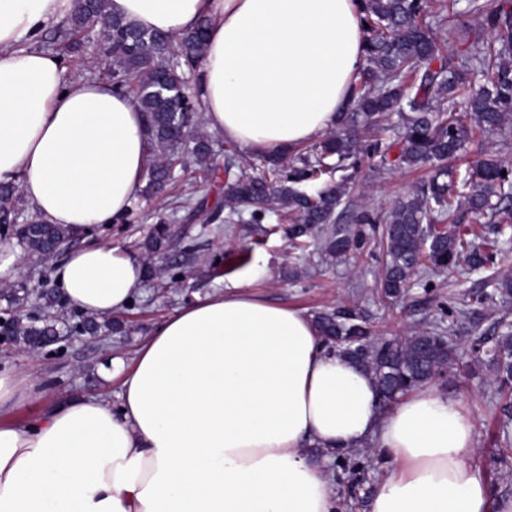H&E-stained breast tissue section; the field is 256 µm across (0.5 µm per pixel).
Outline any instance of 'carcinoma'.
Wrapping results in <instances>:
<instances>
[{"mask_svg": "<svg viewBox=\"0 0 512 512\" xmlns=\"http://www.w3.org/2000/svg\"><path fill=\"white\" fill-rule=\"evenodd\" d=\"M365 25V63L351 80L349 106L336 129L320 141L299 147L284 161L276 153H258L242 166L232 149L217 153L205 124L200 91L190 92L186 74L199 65L206 48L208 20L169 36L150 32L109 11V0H74L60 37L79 45L76 34L87 24L104 27L101 62L112 69L115 90L131 97L142 112L150 145L144 193L150 195L173 178L171 162L191 157L205 174L224 173V207L204 199L179 202L188 219L199 224H261L274 213L287 224L295 247L322 239L332 259L350 252L383 249L378 293L388 301L402 295L420 272L432 276L466 261L475 269L512 260L469 239L471 231L451 224L465 206L488 224L512 223V165L489 153L465 173L449 164L475 133L512 137V0H358ZM448 25L455 48L434 28ZM368 162L380 174L392 169H425L427 178L390 210L348 206L349 172ZM17 187L0 185V226L27 252L53 253L70 230L40 215L26 224L13 222ZM173 233L158 224L145 239L150 255L165 250ZM493 293L477 291L470 303L441 302L439 321L430 329L403 336H379L360 313L343 307L313 316L330 349L367 370L380 399L388 405L444 370L458 365L450 338L455 320H477L498 293H512V274L504 273ZM42 305L12 325L0 326L10 342L31 350L57 343L61 327L78 336H106L112 321L78 316L61 323L46 312L56 303L40 295ZM495 368V381L512 389V331L484 337ZM336 469L363 482L359 459L336 456Z\"/></svg>", "mask_w": 512, "mask_h": 512, "instance_id": "cac0c4a2", "label": "carcinoma"}]
</instances>
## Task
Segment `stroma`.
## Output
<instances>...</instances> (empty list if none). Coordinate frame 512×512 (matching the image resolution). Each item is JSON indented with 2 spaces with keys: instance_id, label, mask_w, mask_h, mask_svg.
Segmentation results:
<instances>
[{
  "instance_id": "stroma-1",
  "label": "stroma",
  "mask_w": 512,
  "mask_h": 512,
  "mask_svg": "<svg viewBox=\"0 0 512 512\" xmlns=\"http://www.w3.org/2000/svg\"><path fill=\"white\" fill-rule=\"evenodd\" d=\"M57 27L54 21L44 23L32 47L58 55L65 80L104 76L106 69L93 50L94 39H82L76 50L57 40ZM424 176V171L403 169L380 175L364 165L348 190L349 198L354 206L385 211L395 199L412 192ZM188 196L204 197L209 204L220 205L224 189L221 182L205 178L190 165L178 171L176 180L156 197H138L130 214L119 223L78 233L50 256L20 253V277L29 284L28 304L34 307L41 291L55 290L51 270L72 250L92 242H114L134 249L160 219L176 230L166 253L156 258V272L144 281L142 294L113 313V320L121 324L119 332L105 340L74 336L43 351H29L16 344L0 347V366L19 365L59 399L98 392L114 400L121 379L116 376L99 382V365L112 357L131 362L135 350L155 326L218 288L239 285L271 302L309 314L350 304L370 319L378 333L388 336L430 327L441 297L482 288L493 275L492 270L474 271L463 262L436 276L433 288L412 285L402 298L383 306L375 295L379 255L349 257L335 263L323 260L315 248L301 255L289 247L279 224H246L234 235L207 230L189 223L183 211L175 209V200ZM504 322L512 324V296L498 297L494 312L478 324L459 322L455 327L458 352L473 367L464 375L448 372L434 385L448 397L460 400L464 415L475 424V465L497 494L512 496V414L503 413V395L490 364L478 363L472 350L479 337L500 334Z\"/></svg>"
}]
</instances>
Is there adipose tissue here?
Masks as SVG:
<instances>
[{"label":"adipose tissue","mask_w":512,"mask_h":512,"mask_svg":"<svg viewBox=\"0 0 512 512\" xmlns=\"http://www.w3.org/2000/svg\"><path fill=\"white\" fill-rule=\"evenodd\" d=\"M73 0H0V184L79 233L131 209L150 155L144 119L110 79L65 82L56 54L24 47ZM148 30L208 18L196 83L209 129L251 152L336 125L364 64L356 0H109ZM116 243L69 253L63 297L104 316L141 288ZM119 405L51 402L0 367V512H337L311 448L372 441L387 471L370 512H512L474 466V425L427 385L383 407L371 374L327 351L311 316L232 287L160 323L135 351ZM31 407L23 421L17 409Z\"/></svg>","instance_id":"1"}]
</instances>
